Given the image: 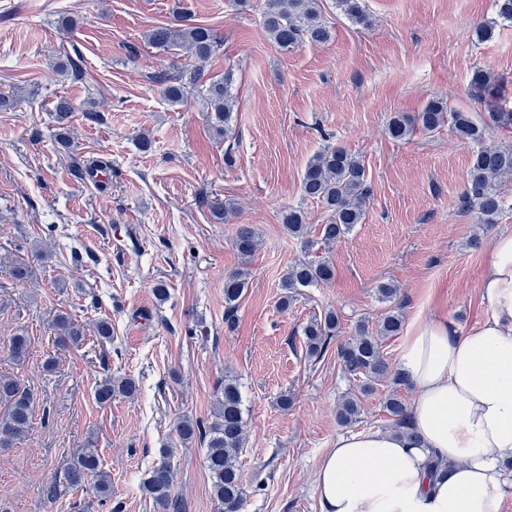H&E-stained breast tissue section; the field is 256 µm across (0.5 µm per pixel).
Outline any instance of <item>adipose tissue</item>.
<instances>
[{
  "mask_svg": "<svg viewBox=\"0 0 512 512\" xmlns=\"http://www.w3.org/2000/svg\"><path fill=\"white\" fill-rule=\"evenodd\" d=\"M484 311L411 323L408 425L339 436L316 472L319 512H502L512 472V232L493 237ZM438 473H431V464Z\"/></svg>",
  "mask_w": 512,
  "mask_h": 512,
  "instance_id": "1",
  "label": "adipose tissue"
}]
</instances>
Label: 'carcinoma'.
Instances as JSON below:
<instances>
[{"label":"carcinoma","mask_w":512,"mask_h":512,"mask_svg":"<svg viewBox=\"0 0 512 512\" xmlns=\"http://www.w3.org/2000/svg\"><path fill=\"white\" fill-rule=\"evenodd\" d=\"M335 4L352 22L368 24L362 0H335ZM494 7L496 19L476 27V37L481 42L493 37L498 22L512 23V0H494ZM262 16L267 35L283 50L305 43L322 44L331 37L319 0H262ZM147 39L156 48L177 50L197 61L209 59L222 42L213 28L196 22L187 7L177 11L174 23L149 30ZM56 72L62 76L81 75V58L64 54L57 62ZM151 79L161 86L164 98L172 105L183 103L191 92L201 95L207 105L211 129L218 136H228L235 106L230 76L209 78L198 67L186 68L173 63ZM447 123L452 125L457 138L471 148L470 178L460 196V204L479 211L485 223L492 224L500 208L497 179L505 172H512V147L485 145V126L477 124L470 113L451 109L440 99L429 100L422 111L413 115L394 113L388 122V131L392 138L405 140L418 128L433 133ZM301 192L304 197L323 203L329 212L322 232L324 241L332 243L361 223L370 187L363 163L347 150L329 146L306 164ZM283 224L290 235L303 236L305 225L300 210L288 209ZM254 238L253 229L243 225L236 232L233 247L240 255L249 256L254 249ZM333 277L334 267L328 261H300L288 269L283 287L289 290L316 287L329 283ZM246 285L244 271H233L224 277V324L229 329L235 326L238 301ZM402 323L400 310L395 308L382 319L378 334L370 333L365 325L359 324L357 335L343 342L338 340V318L331 312L322 321L304 329L306 356L319 360L327 352L336 350V358L347 373L364 377L365 391L372 390L374 383L390 374L394 384L405 386L408 381L402 372H390L381 346V338L397 335ZM56 328L58 344L62 347H78L85 339L83 325L68 315L56 318ZM29 344V338L20 333L11 337V356L17 361L25 359ZM138 391V384L130 377H109L96 388V398L101 403H110L117 396L133 398ZM242 406L238 385L228 379L220 390L210 425L184 418L174 428L182 443L198 440L206 445L207 467L220 512H242L244 506L243 482L237 465V455L242 448ZM34 412L35 397L31 389L16 378L0 376V448H7L13 441L28 435ZM358 417L355 400L346 399L339 405L341 422L350 424ZM62 479L71 487L91 481L100 497H112L111 476L102 469L97 442L92 439L86 441L70 466L63 470ZM172 485L171 465L164 457L144 483L146 494L161 512H179V505L172 496Z\"/></svg>","instance_id":"obj_1"}]
</instances>
